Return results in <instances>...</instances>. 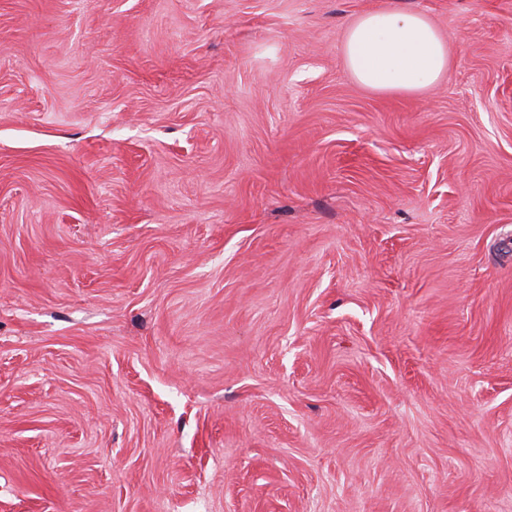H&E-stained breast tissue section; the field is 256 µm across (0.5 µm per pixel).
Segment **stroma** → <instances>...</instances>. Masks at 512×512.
I'll return each mask as SVG.
<instances>
[{
	"instance_id": "obj_1",
	"label": "stroma",
	"mask_w": 512,
	"mask_h": 512,
	"mask_svg": "<svg viewBox=\"0 0 512 512\" xmlns=\"http://www.w3.org/2000/svg\"><path fill=\"white\" fill-rule=\"evenodd\" d=\"M0 512H512V0H0ZM449 60L447 40L422 12L371 10L345 31L343 65L357 84L371 91L424 92L448 74Z\"/></svg>"
}]
</instances>
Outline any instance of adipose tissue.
Wrapping results in <instances>:
<instances>
[{
	"instance_id": "1",
	"label": "adipose tissue",
	"mask_w": 512,
	"mask_h": 512,
	"mask_svg": "<svg viewBox=\"0 0 512 512\" xmlns=\"http://www.w3.org/2000/svg\"><path fill=\"white\" fill-rule=\"evenodd\" d=\"M342 62L364 88L418 94L446 76L448 42L424 13L376 9L360 14L347 27Z\"/></svg>"
}]
</instances>
